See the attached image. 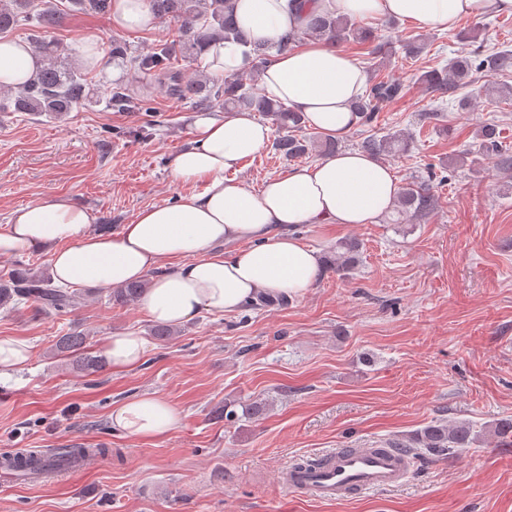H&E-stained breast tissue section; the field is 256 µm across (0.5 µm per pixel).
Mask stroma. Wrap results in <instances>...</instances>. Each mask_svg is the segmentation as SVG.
<instances>
[{
  "instance_id": "stroma-1",
  "label": "stroma",
  "mask_w": 512,
  "mask_h": 512,
  "mask_svg": "<svg viewBox=\"0 0 512 512\" xmlns=\"http://www.w3.org/2000/svg\"><path fill=\"white\" fill-rule=\"evenodd\" d=\"M372 25L380 41L419 36L434 50L381 60L342 44L368 79L398 81L405 94L340 146L409 134L407 150L383 162L402 184L445 167L434 211L418 219L391 212L375 224L298 225L295 237L327 260L336 241L360 242L349 278L324 269L300 297L206 313L166 340L153 338L138 304L110 301L106 288H81L61 312L32 301L0 308V337L27 339L32 348L27 368L0 383V453L100 443L112 450L39 484L0 479V512H512V445L492 432L512 419V169L475 151L476 133L489 123L512 148V100L487 104L484 75L468 90L467 110L428 120L433 98L416 80L455 57L512 50V15L467 17L450 31ZM52 36L102 47L116 37L143 51L172 41L176 27L164 21L155 31L117 33L108 15L75 10ZM90 77L101 93L117 84L150 90L152 111L118 112L102 99L63 116L0 112V227L12 210L49 194L83 203L111 230L176 199L170 162L188 143L198 107L118 61ZM320 158L289 161L267 147L226 177L256 190ZM73 328L88 333L94 356L106 336L126 331L149 337L150 350L130 371L85 370L55 348ZM144 393L163 396L179 414L162 439L131 438L111 424L113 407ZM460 421L480 435L471 447L444 455L416 447L425 427ZM393 442L413 447L401 486L318 502L279 484L295 459Z\"/></svg>"
}]
</instances>
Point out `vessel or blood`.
<instances>
[{"instance_id":"1","label":"vessel or blood","mask_w":512,"mask_h":512,"mask_svg":"<svg viewBox=\"0 0 512 512\" xmlns=\"http://www.w3.org/2000/svg\"><path fill=\"white\" fill-rule=\"evenodd\" d=\"M410 469L408 455L398 448H339L321 466L282 470L280 482L305 498L336 501L397 486Z\"/></svg>"}]
</instances>
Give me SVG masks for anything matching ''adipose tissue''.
<instances>
[{
  "label": "adipose tissue",
  "instance_id": "adipose-tissue-1",
  "mask_svg": "<svg viewBox=\"0 0 512 512\" xmlns=\"http://www.w3.org/2000/svg\"><path fill=\"white\" fill-rule=\"evenodd\" d=\"M232 6L246 40L204 46L209 72L250 73L255 47L273 49L260 73L266 92L334 139L357 124L352 103L365 86L364 70L323 40L277 51L281 35L305 28L318 14L410 20L445 31L465 17L512 15V0H233ZM158 24L148 0H112L113 29ZM40 65L28 44L0 40V87L17 89ZM272 134L249 112L195 118L189 145L171 162L181 187L176 203L144 208L119 229L102 231L94 229L91 210L50 194L12 211L0 230V256L45 254L53 282L70 288L143 284L141 309L160 324L234 313L261 294L301 296L319 277L323 258L294 236V227L377 223L393 208L399 185L388 166L352 150L292 168L257 191L226 181L225 172L258 154ZM230 241L240 249L224 252ZM148 349V340L130 331L107 336L101 353L121 371L139 366ZM111 419L129 437L159 439L179 415L162 396L146 393L117 405Z\"/></svg>",
  "mask_w": 512,
  "mask_h": 512
}]
</instances>
